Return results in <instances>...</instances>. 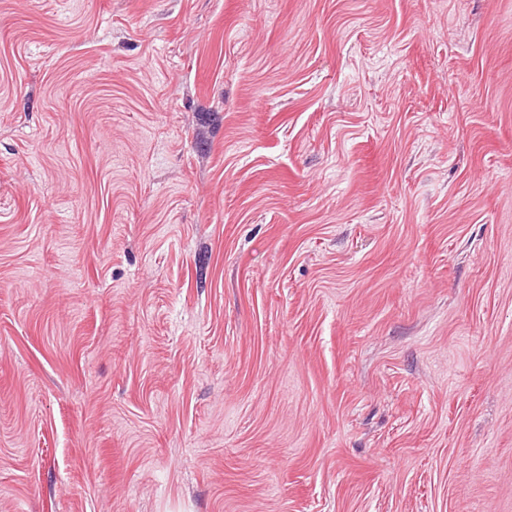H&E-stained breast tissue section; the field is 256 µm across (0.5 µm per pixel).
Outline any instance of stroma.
Masks as SVG:
<instances>
[{
  "label": "stroma",
  "instance_id": "35a3bbf8",
  "mask_svg": "<svg viewBox=\"0 0 512 512\" xmlns=\"http://www.w3.org/2000/svg\"><path fill=\"white\" fill-rule=\"evenodd\" d=\"M0 512H512V0H0Z\"/></svg>",
  "mask_w": 512,
  "mask_h": 512
}]
</instances>
